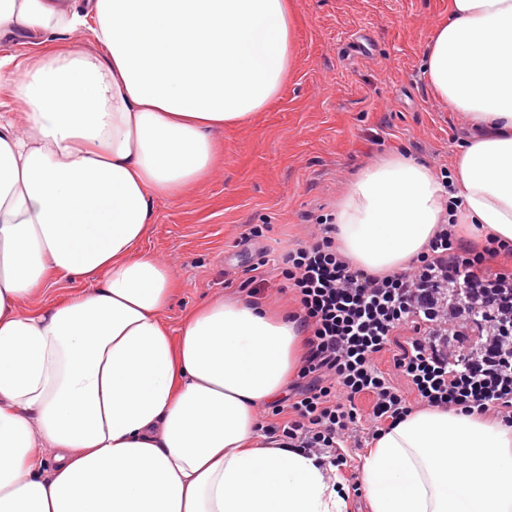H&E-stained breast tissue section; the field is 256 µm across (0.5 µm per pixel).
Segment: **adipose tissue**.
<instances>
[{
    "label": "adipose tissue",
    "instance_id": "1",
    "mask_svg": "<svg viewBox=\"0 0 512 512\" xmlns=\"http://www.w3.org/2000/svg\"><path fill=\"white\" fill-rule=\"evenodd\" d=\"M297 27L295 0H0V39L27 47L0 55V512H345L257 418L300 365L295 321L215 297L171 326L144 246L218 132L276 102ZM424 77L470 137L449 177L396 153L351 180L336 247L373 273L446 222L512 246V0H448ZM361 467L370 512H512L509 423L416 409Z\"/></svg>",
    "mask_w": 512,
    "mask_h": 512
}]
</instances>
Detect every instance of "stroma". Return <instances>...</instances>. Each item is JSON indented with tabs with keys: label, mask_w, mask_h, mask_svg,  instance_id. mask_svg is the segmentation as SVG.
<instances>
[{
	"label": "stroma",
	"mask_w": 512,
	"mask_h": 512,
	"mask_svg": "<svg viewBox=\"0 0 512 512\" xmlns=\"http://www.w3.org/2000/svg\"><path fill=\"white\" fill-rule=\"evenodd\" d=\"M448 0H298L297 66L278 101L249 125L220 132L218 172L192 194L155 204L146 246L179 288L167 316L215 295L246 299L253 268L260 302L296 311L288 282L266 255L305 239L365 166L404 152L448 176L468 131L422 75L431 26ZM253 224L265 239L242 242Z\"/></svg>",
	"instance_id": "1"
}]
</instances>
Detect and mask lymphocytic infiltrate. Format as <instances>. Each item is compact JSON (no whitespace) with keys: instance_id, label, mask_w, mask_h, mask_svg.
I'll return each mask as SVG.
<instances>
[{"instance_id":"lymphocytic-infiltrate-1","label":"lymphocytic infiltrate","mask_w":512,"mask_h":512,"mask_svg":"<svg viewBox=\"0 0 512 512\" xmlns=\"http://www.w3.org/2000/svg\"><path fill=\"white\" fill-rule=\"evenodd\" d=\"M317 224L281 257L304 353L280 425L289 447L348 465V449L414 405L512 421V247H476L439 225L408 268L352 267ZM391 354L392 372L377 360Z\"/></svg>"}]
</instances>
